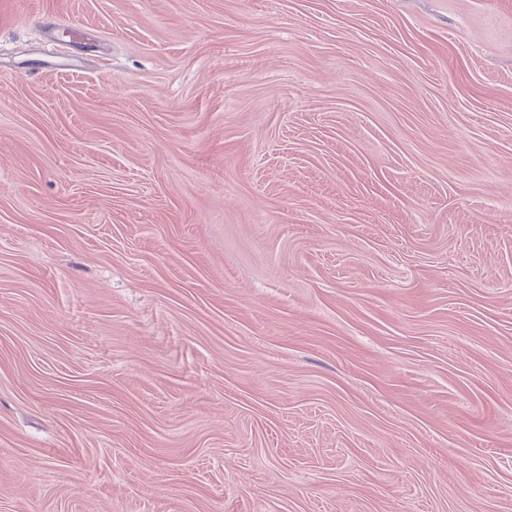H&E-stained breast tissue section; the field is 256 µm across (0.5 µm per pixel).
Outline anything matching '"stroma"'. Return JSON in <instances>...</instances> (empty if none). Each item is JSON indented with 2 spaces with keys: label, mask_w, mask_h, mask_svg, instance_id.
I'll list each match as a JSON object with an SVG mask.
<instances>
[{
  "label": "stroma",
  "mask_w": 512,
  "mask_h": 512,
  "mask_svg": "<svg viewBox=\"0 0 512 512\" xmlns=\"http://www.w3.org/2000/svg\"><path fill=\"white\" fill-rule=\"evenodd\" d=\"M0 512H512V0H0Z\"/></svg>",
  "instance_id": "35a3bbf8"
}]
</instances>
